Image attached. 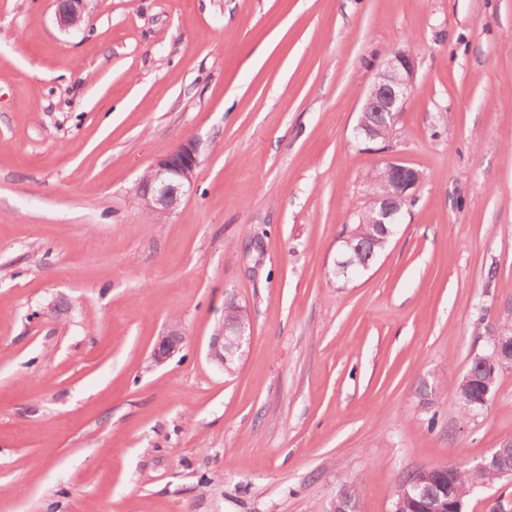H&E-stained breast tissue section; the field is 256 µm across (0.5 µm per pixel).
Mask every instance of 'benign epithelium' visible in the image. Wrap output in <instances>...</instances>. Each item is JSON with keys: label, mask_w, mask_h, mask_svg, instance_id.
I'll return each instance as SVG.
<instances>
[{"label": "benign epithelium", "mask_w": 512, "mask_h": 512, "mask_svg": "<svg viewBox=\"0 0 512 512\" xmlns=\"http://www.w3.org/2000/svg\"><path fill=\"white\" fill-rule=\"evenodd\" d=\"M86 0H53L55 20L64 31L74 29L82 21ZM416 58L408 50L400 49L392 53L386 66L380 70L367 89L361 116L355 128L356 134L368 141H376L382 136V130L395 129L400 120L415 85ZM199 165L196 144L187 141L180 144L171 154L153 162L145 177L137 186V195L142 207L156 216L167 217L179 206L182 199L192 192L195 185V171ZM391 190L374 195L370 210L375 213L374 223L388 225L387 234L394 236V228L400 224L404 206L410 202L422 181L417 169L399 161H388L383 167ZM250 325L245 318L220 323L209 344V358L221 368L228 367L241 353L247 342ZM184 340L178 326H173L156 340L151 357L156 364L166 362L179 350ZM492 357L481 363L478 368H468L462 382L468 385L461 401L467 405L479 404L487 407L493 390L490 378L497 371L512 369V336L492 337ZM495 470L499 479H512V462L506 463L492 450L473 470L486 472ZM441 473L448 482V495L443 501L434 503L426 512H462L461 504L455 495V475L440 465L416 472L413 479L398 490V499L393 503L391 512H403V504L409 502L412 508H420V503L409 491L419 483L420 476Z\"/></svg>", "instance_id": "obj_1"}]
</instances>
